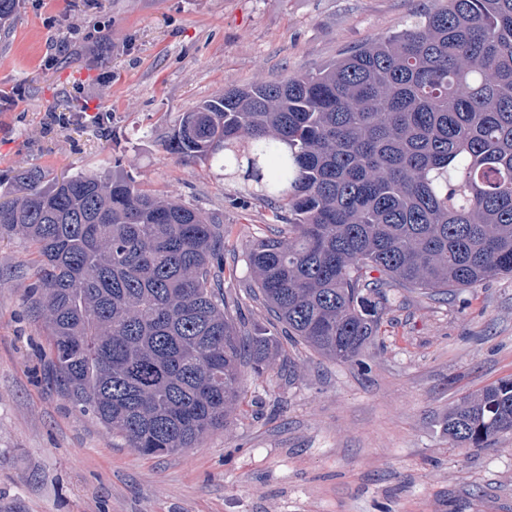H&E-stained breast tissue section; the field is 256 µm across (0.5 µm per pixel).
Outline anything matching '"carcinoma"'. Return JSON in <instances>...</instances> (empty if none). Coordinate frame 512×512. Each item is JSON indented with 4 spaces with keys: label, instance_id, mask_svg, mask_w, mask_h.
I'll list each match as a JSON object with an SVG mask.
<instances>
[{
    "label": "carcinoma",
    "instance_id": "carcinoma-1",
    "mask_svg": "<svg viewBox=\"0 0 512 512\" xmlns=\"http://www.w3.org/2000/svg\"><path fill=\"white\" fill-rule=\"evenodd\" d=\"M319 73L233 86L183 114L165 151L240 176L280 226L250 243L288 335L361 364L388 289L448 296L512 274V0H443ZM0 175V235L37 248L33 304L65 396L143 456L193 448L269 369L275 336L236 324L224 221L92 173ZM448 440L512 432V379L465 398Z\"/></svg>",
    "mask_w": 512,
    "mask_h": 512
}]
</instances>
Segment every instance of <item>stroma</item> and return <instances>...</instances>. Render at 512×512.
<instances>
[{"mask_svg":"<svg viewBox=\"0 0 512 512\" xmlns=\"http://www.w3.org/2000/svg\"><path fill=\"white\" fill-rule=\"evenodd\" d=\"M439 0H19L0 33V171L111 175L224 220L236 320L281 326L249 293L245 246L271 235L242 182L167 154L187 110L225 87L315 72ZM39 260L0 238V512H512V433L449 442L440 419L512 379V276L450 296L395 288L366 370L281 340L244 374L224 428L148 457L64 396L28 292ZM293 364L294 374L284 371Z\"/></svg>","mask_w":512,"mask_h":512,"instance_id":"1","label":"stroma"}]
</instances>
